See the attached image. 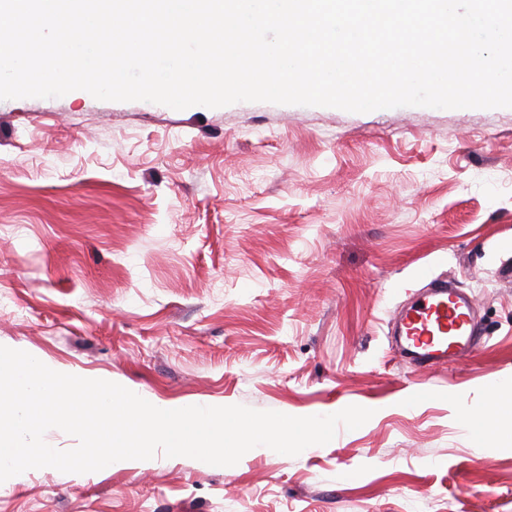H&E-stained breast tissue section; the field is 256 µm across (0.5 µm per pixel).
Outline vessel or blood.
<instances>
[{"instance_id": "obj_1", "label": "vessel or blood", "mask_w": 512, "mask_h": 512, "mask_svg": "<svg viewBox=\"0 0 512 512\" xmlns=\"http://www.w3.org/2000/svg\"><path fill=\"white\" fill-rule=\"evenodd\" d=\"M394 325L399 347L422 368L469 358L477 349L474 303L446 281L398 311Z\"/></svg>"}]
</instances>
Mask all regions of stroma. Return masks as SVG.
Wrapping results in <instances>:
<instances>
[{
    "label": "stroma",
    "mask_w": 512,
    "mask_h": 512,
    "mask_svg": "<svg viewBox=\"0 0 512 512\" xmlns=\"http://www.w3.org/2000/svg\"><path fill=\"white\" fill-rule=\"evenodd\" d=\"M512 108L0 101V345L200 406L373 409L291 457L156 454L0 483V512H512ZM431 276L486 329L424 370L389 336Z\"/></svg>",
    "instance_id": "1"
}]
</instances>
